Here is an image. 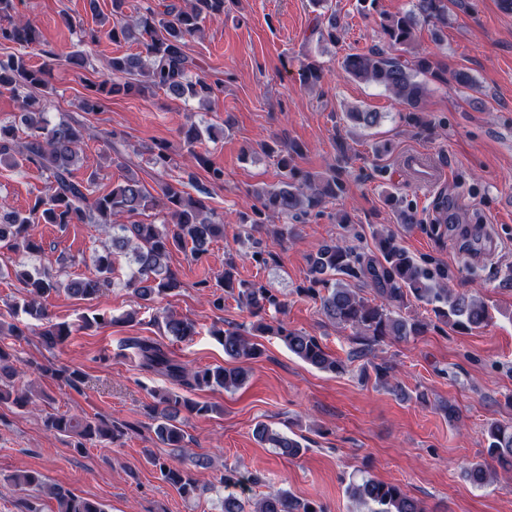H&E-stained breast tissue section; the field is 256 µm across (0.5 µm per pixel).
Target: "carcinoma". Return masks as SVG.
<instances>
[{
  "mask_svg": "<svg viewBox=\"0 0 512 512\" xmlns=\"http://www.w3.org/2000/svg\"><path fill=\"white\" fill-rule=\"evenodd\" d=\"M453 0H416L409 12L388 17L382 23L387 47H375L365 53L347 55L342 66L354 80L383 86L404 110L410 121L423 122L420 113L425 111L427 97L426 77L434 75L433 63L426 54L413 51L415 29L419 20L432 23L440 33L448 26V4ZM226 0H186L181 6H166L163 18L155 19V13L147 9L139 15L124 13L125 0H112V19H99L100 28L85 31L86 43L96 45L102 37L119 42L133 39L142 45L136 54L114 56L109 60L110 77L101 81H89V95L83 99V109L93 112L99 97L123 93L128 95H154L159 91L174 97H193L201 101L211 98L220 90V82H208L202 76L190 77L196 68L188 54V41L201 31L208 18L224 15ZM39 45L36 29L17 13L16 0H0V88L8 89L21 98V123L23 135L16 133L15 125L0 124V163L14 165L17 159L34 166L51 179V193L39 196L25 212L12 209L0 200V245L21 251L30 257L41 253L40 244L31 234L34 224H92L105 236L108 244L103 251L95 252L94 272L87 277L61 278L45 266L27 264L15 272L16 279L26 291L22 305H14L8 314L0 313V331H7L17 338L23 331L5 316H14L17 309L33 319L42 320L46 308L42 300L61 291L92 301L114 285L112 273L116 257L128 259L129 272L124 286L132 289L142 301L152 302L168 296L182 287L178 274L172 270L169 258L172 251H189L199 260L207 253L209 245L224 237V220L218 218L202 197L192 196L179 179L163 181L157 194L150 193L141 179L131 173L102 193L98 189L97 174L79 180L74 167L79 163V153L86 136V128L75 120L62 117L56 121L47 118L36 97L35 90H46L54 65L63 61L73 68L84 69L88 61L85 53L41 51L43 61L39 65L30 62L31 50ZM392 50L411 53V58L401 59L390 54ZM303 77L307 84L315 85L323 78L322 66L315 60L303 64ZM351 121L365 127L380 122L381 114L366 110L346 113ZM189 156L206 166L208 180L214 186L224 184V169L207 163L195 147L204 136L203 130L191 125L180 132ZM265 153H277V165L281 179L272 186L253 190L260 206L253 208V215L240 214V224L245 226L244 239L249 242L253 232L260 229L263 214H277L297 223L311 215L326 203L341 196L345 182L339 171L322 176L301 170L295 159L303 155L302 147L290 143L277 152L268 144L261 146ZM151 163L165 172L171 163L169 147L158 143L148 149ZM165 212L162 224H119L116 218L136 215L149 209ZM379 255H363L349 245L333 242L326 244L309 258L310 282L313 286L303 292L320 301V312L328 321L352 329L354 340L365 349L386 340L405 342L424 334L428 323L406 315L403 310L412 301L431 307L436 319L459 331H470L486 325L491 313L476 295L456 292L451 288L433 285L431 271L411 257L400 246L392 233L380 232L377 237ZM237 264L234 258L224 260V272L215 281L201 280L199 288L207 301L216 309L224 308V291L238 288L237 302L255 317L270 308L278 311L285 303L256 282L236 280ZM349 278L358 279L374 292L368 299L345 285ZM168 335L185 340L195 334V325L164 309L157 316ZM264 329L257 324L247 331L240 325H230L214 331L224 346V357L238 366L206 367L189 371L165 352L159 345L144 339L135 341L140 355V365L146 371L161 373L186 388L229 390L246 382V364L261 355L259 345L253 341L255 333ZM72 334L68 323L48 324L38 336L49 348L65 343ZM276 335L288 350L303 362L323 371L339 373L345 370L343 362L326 352L319 339L309 333L277 328ZM40 372L62 380L76 389L84 383L83 374L77 370L56 369L43 366ZM19 370L13 363L12 354L0 345V404L11 403L24 407L32 403L25 393L15 392V378ZM217 411V407L172 394L166 395L150 409L156 423L157 439L172 448L184 447L185 431L181 414L191 417ZM43 424L46 430L69 438L70 445L82 451L87 445H110L123 435V431L107 424L99 417L77 418L61 412H45ZM254 436L268 442L283 457H296L303 449L295 438L281 434L259 422L253 429ZM486 443L487 458L470 464L465 474L479 487L487 485L501 469L512 473V424L492 419L482 430ZM186 467H174L166 460L153 456L151 463L163 480L173 486L180 496L189 498L199 488L191 475V468H206L207 456L185 454ZM10 481L21 491L47 492L55 502L54 512H105L96 501L76 494L60 486L49 487L37 471H21L10 476ZM220 483L224 486L221 512H325L323 506L312 500L299 499L285 489L273 490L255 502L246 497L250 478L236 468H224ZM349 497L359 505L368 506V512H428L421 501L412 497L399 484L384 482L364 476L347 487Z\"/></svg>",
  "mask_w": 512,
  "mask_h": 512,
  "instance_id": "carcinoma-1",
  "label": "carcinoma"
}]
</instances>
